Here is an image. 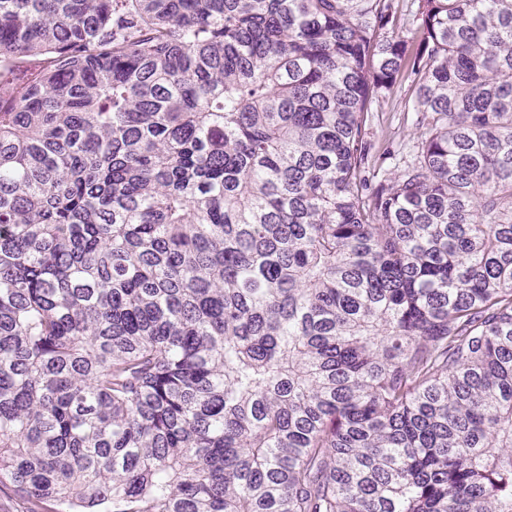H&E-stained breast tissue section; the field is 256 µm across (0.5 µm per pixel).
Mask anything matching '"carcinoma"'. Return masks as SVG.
Listing matches in <instances>:
<instances>
[{
  "label": "carcinoma",
  "mask_w": 512,
  "mask_h": 512,
  "mask_svg": "<svg viewBox=\"0 0 512 512\" xmlns=\"http://www.w3.org/2000/svg\"><path fill=\"white\" fill-rule=\"evenodd\" d=\"M7 485L512 512V0H0ZM410 85L409 80L404 81L386 101L374 106L370 118V132L374 141L390 142L396 146L412 140V114L407 112Z\"/></svg>",
  "instance_id": "obj_1"
}]
</instances>
